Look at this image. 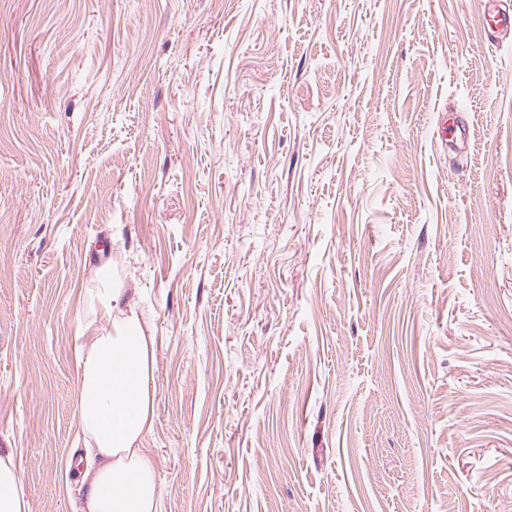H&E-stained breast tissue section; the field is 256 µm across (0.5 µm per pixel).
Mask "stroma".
<instances>
[{
  "label": "stroma",
  "mask_w": 512,
  "mask_h": 512,
  "mask_svg": "<svg viewBox=\"0 0 512 512\" xmlns=\"http://www.w3.org/2000/svg\"><path fill=\"white\" fill-rule=\"evenodd\" d=\"M484 3L0 0L29 512L83 500L102 267L154 338L161 512H512V35ZM499 2L500 0H488V7L479 19L480 24L490 31L492 38L509 35L512 29L511 15L500 9Z\"/></svg>",
  "instance_id": "35a3bbf8"
}]
</instances>
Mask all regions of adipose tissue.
Listing matches in <instances>:
<instances>
[{
  "mask_svg": "<svg viewBox=\"0 0 512 512\" xmlns=\"http://www.w3.org/2000/svg\"><path fill=\"white\" fill-rule=\"evenodd\" d=\"M96 277L109 323L76 338L75 409L92 451L80 512H160L153 458L142 446L155 421L154 339L108 271Z\"/></svg>",
  "mask_w": 512,
  "mask_h": 512,
  "instance_id": "1",
  "label": "adipose tissue"
}]
</instances>
